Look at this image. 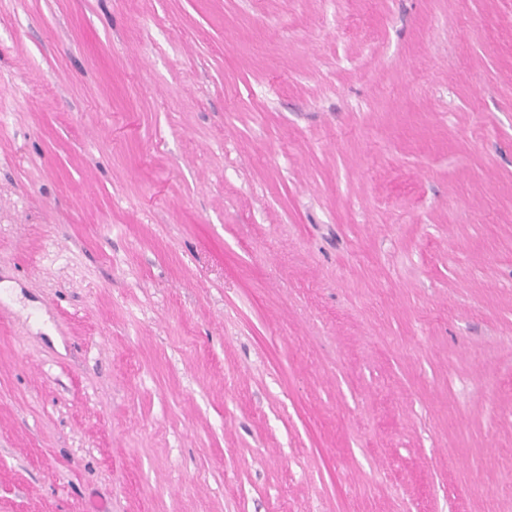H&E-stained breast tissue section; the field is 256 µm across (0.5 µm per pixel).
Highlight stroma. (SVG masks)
Listing matches in <instances>:
<instances>
[{
    "mask_svg": "<svg viewBox=\"0 0 512 512\" xmlns=\"http://www.w3.org/2000/svg\"><path fill=\"white\" fill-rule=\"evenodd\" d=\"M0 512H512V0H0Z\"/></svg>",
    "mask_w": 512,
    "mask_h": 512,
    "instance_id": "obj_1",
    "label": "stroma"
}]
</instances>
